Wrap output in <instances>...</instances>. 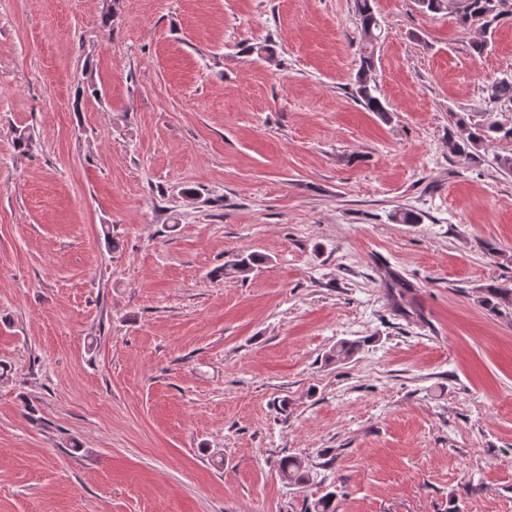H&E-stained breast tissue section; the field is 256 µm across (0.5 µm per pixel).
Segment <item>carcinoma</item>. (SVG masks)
<instances>
[{
    "label": "carcinoma",
    "instance_id": "1",
    "mask_svg": "<svg viewBox=\"0 0 512 512\" xmlns=\"http://www.w3.org/2000/svg\"><path fill=\"white\" fill-rule=\"evenodd\" d=\"M373 0H354V10L360 24V36L363 47L360 52L355 99L370 112H386L381 99L377 96V85L373 80L374 47L381 37L382 28L374 11ZM458 24L470 27L474 23L481 24L484 32L490 33L501 16L506 13L504 6L509 0H499L502 9L491 15L487 11L488 0H460ZM489 100L512 105V79L503 78L492 82L488 87ZM448 150L463 163L480 157V150L494 141L512 140V127L499 123L471 124L465 117L453 115L448 126ZM262 262V258L248 254L238 256L234 261L224 265L215 272L216 277L224 278L232 273L243 274L253 266ZM415 284L398 272H392L385 283L384 298L391 311L404 318L420 317L422 311L415 303L405 301V295L411 292ZM481 304L492 313H503L504 307L512 306V288L502 284H488L481 288ZM359 349L355 342L342 341L336 344V350L330 352L326 360L343 362L350 359ZM283 479L289 485H301L310 481L311 469L300 459L288 458L281 465Z\"/></svg>",
    "mask_w": 512,
    "mask_h": 512
}]
</instances>
